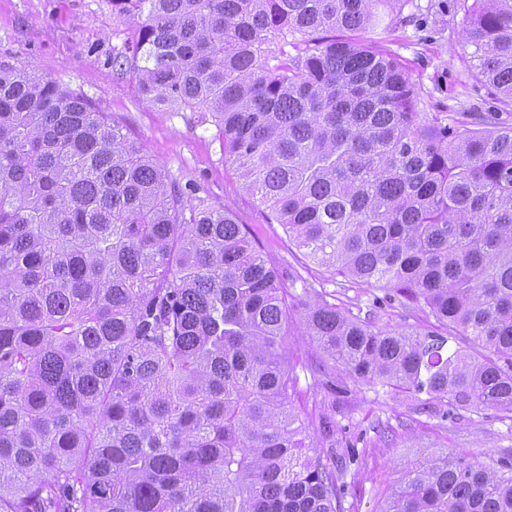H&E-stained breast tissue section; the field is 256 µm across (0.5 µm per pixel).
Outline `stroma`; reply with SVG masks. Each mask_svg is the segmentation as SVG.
<instances>
[{"mask_svg": "<svg viewBox=\"0 0 512 512\" xmlns=\"http://www.w3.org/2000/svg\"><path fill=\"white\" fill-rule=\"evenodd\" d=\"M463 19L448 0H404L389 31L369 28L355 38L390 51L418 85L421 111L452 121L492 104L471 76ZM133 28L113 16L111 0H0V56L32 63L38 73L82 89L174 181L248 224L264 259L286 277L296 299L323 296L383 330L430 329L433 320L423 309L387 302L383 289L312 263L282 225L267 223L264 206L225 164L209 113L151 104L134 73L116 74L112 53L132 48ZM288 352L297 377L292 404L309 435L320 438L319 418L329 415L337 453L353 447L360 454L358 464L338 474L346 486L344 512H382L403 464L420 455L482 462L512 448V414L452 409L424 394L355 381L302 336L296 321Z\"/></svg>", "mask_w": 512, "mask_h": 512, "instance_id": "stroma-1", "label": "stroma"}]
</instances>
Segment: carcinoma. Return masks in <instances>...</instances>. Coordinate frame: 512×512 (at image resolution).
<instances>
[{
    "instance_id": "1",
    "label": "carcinoma",
    "mask_w": 512,
    "mask_h": 512,
    "mask_svg": "<svg viewBox=\"0 0 512 512\" xmlns=\"http://www.w3.org/2000/svg\"><path fill=\"white\" fill-rule=\"evenodd\" d=\"M400 3L112 0L141 18L112 68L210 113L224 163L312 262L434 319L382 331L304 301L325 357L512 414V0L466 7L495 105L446 124L353 38ZM185 196L84 91L0 59V512H344L291 403L288 289L247 225ZM382 512H512V460L410 463Z\"/></svg>"
}]
</instances>
